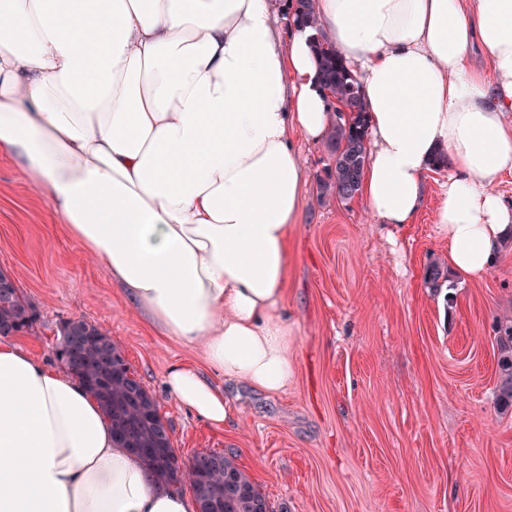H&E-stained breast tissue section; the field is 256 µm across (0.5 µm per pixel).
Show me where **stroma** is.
<instances>
[{
  "label": "stroma",
  "mask_w": 512,
  "mask_h": 512,
  "mask_svg": "<svg viewBox=\"0 0 512 512\" xmlns=\"http://www.w3.org/2000/svg\"><path fill=\"white\" fill-rule=\"evenodd\" d=\"M307 170L291 234L284 312L294 376L271 393L216 376L231 417L217 427L164 386L172 365L209 372L188 346L133 309L111 274L54 217L13 160L0 156V270L34 305L19 344L49 367L62 321L111 336L170 425L177 454L224 452L265 495L270 512H512V411L496 405L494 323L512 314V243L479 280L448 264L437 221L445 171L410 224L378 223L362 196H321L332 160L294 134Z\"/></svg>",
  "instance_id": "35a3bbf8"
}]
</instances>
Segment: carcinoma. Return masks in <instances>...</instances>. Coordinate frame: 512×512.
Returning a JSON list of instances; mask_svg holds the SVG:
<instances>
[{"instance_id":"cac0c4a2","label":"carcinoma","mask_w":512,"mask_h":512,"mask_svg":"<svg viewBox=\"0 0 512 512\" xmlns=\"http://www.w3.org/2000/svg\"><path fill=\"white\" fill-rule=\"evenodd\" d=\"M314 0H285L294 24L314 26ZM319 78L328 95L341 108L332 113L326 148L333 165L318 177L320 194L350 200L360 190L363 171L370 160L367 107L360 84L336 46L319 40L314 45ZM426 284L438 289L448 275L436 264L427 267ZM37 313L19 288H0V336L32 331ZM499 383L496 405L512 408V318L497 325ZM61 367L75 374L112 423L114 439L135 453L159 484L174 487L189 481L198 512H255L267 505L265 496L250 477L224 453L210 450L213 463L195 464L197 455H177L163 431L155 400L131 373L120 349L96 326L84 320H67L52 348Z\"/></svg>"}]
</instances>
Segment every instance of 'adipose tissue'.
Returning a JSON list of instances; mask_svg holds the SVG:
<instances>
[{"label":"adipose tissue","mask_w":512,"mask_h":512,"mask_svg":"<svg viewBox=\"0 0 512 512\" xmlns=\"http://www.w3.org/2000/svg\"><path fill=\"white\" fill-rule=\"evenodd\" d=\"M316 27L270 0H0V155L15 160L134 308L202 344L210 367L287 388L282 291L304 184L289 135L331 107L315 40L359 73L383 224L422 209L438 152L448 261L487 273L512 238V0H315ZM480 47L489 71L469 61ZM177 402L221 425L223 390L173 365ZM156 485L75 376L0 340V512H196Z\"/></svg>","instance_id":"1"}]
</instances>
